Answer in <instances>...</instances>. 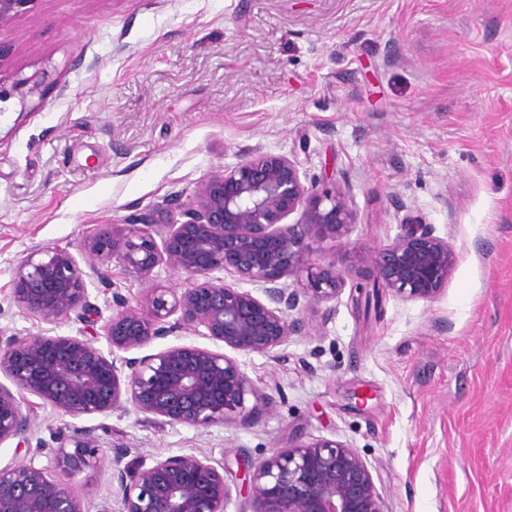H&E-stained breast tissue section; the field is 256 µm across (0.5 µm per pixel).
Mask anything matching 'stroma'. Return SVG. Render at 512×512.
Wrapping results in <instances>:
<instances>
[{"label":"stroma","instance_id":"stroma-1","mask_svg":"<svg viewBox=\"0 0 512 512\" xmlns=\"http://www.w3.org/2000/svg\"><path fill=\"white\" fill-rule=\"evenodd\" d=\"M0 340L45 330L108 349L112 293L85 235L187 200L255 148L297 155L307 180L349 187L347 235L322 263L427 225L456 264L432 301L393 293L381 314L349 291L288 357L238 354L274 398L247 427L142 422L132 406L70 417L19 392L28 447L0 465L55 463L59 431L91 430L100 464L71 481L90 505L112 489L114 451L153 464L193 453L247 464L293 440H336L370 465L389 512H512V0H32L0 27ZM67 249L85 273L89 321L46 325L13 298L33 248Z\"/></svg>","mask_w":512,"mask_h":512}]
</instances>
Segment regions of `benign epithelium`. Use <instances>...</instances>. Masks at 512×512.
Listing matches in <instances>:
<instances>
[{
  "label": "benign epithelium",
  "instance_id": "7a95c632",
  "mask_svg": "<svg viewBox=\"0 0 512 512\" xmlns=\"http://www.w3.org/2000/svg\"><path fill=\"white\" fill-rule=\"evenodd\" d=\"M31 2L0 0V27ZM178 207L183 222L160 210L107 225L84 241L100 265L115 262L149 284L140 307L112 292L109 352L84 336L44 334L0 344L6 379L0 381V444H22L31 429L16 389L66 416L107 415L129 404L148 421L205 428L247 426L272 408V398L225 349L284 359L282 347L307 331L299 313L339 297L344 276L336 265L318 263L313 243L341 237L357 223L349 193L307 182L295 154L254 149L212 171ZM370 259L351 294L357 306L370 286L403 300L435 299L448 284L455 253L448 240L419 225L373 248ZM163 265L185 275L182 287L155 279ZM216 272L260 294L229 285ZM13 295L25 314L47 324L98 311L83 270L56 247L34 249L18 262ZM179 330L196 332L213 347L181 344L129 356ZM248 395L255 400L250 408ZM99 452L84 430L59 436L55 457L74 477L95 467ZM121 457L116 452L112 472L119 512H224L231 489L223 464L193 453L151 466H123ZM243 483L248 512H388L368 463L337 441L290 443L252 464ZM0 512H90V505L31 458L0 466Z\"/></svg>",
  "mask_w": 512,
  "mask_h": 512
}]
</instances>
